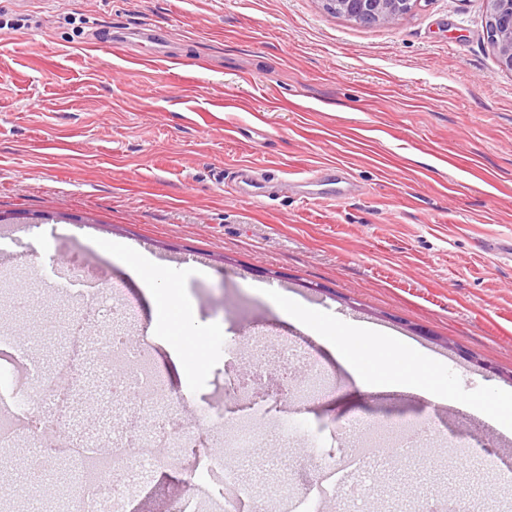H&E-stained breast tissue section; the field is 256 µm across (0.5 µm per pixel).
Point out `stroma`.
<instances>
[{"instance_id": "1", "label": "stroma", "mask_w": 512, "mask_h": 512, "mask_svg": "<svg viewBox=\"0 0 512 512\" xmlns=\"http://www.w3.org/2000/svg\"><path fill=\"white\" fill-rule=\"evenodd\" d=\"M24 19L0 29V274L32 307L68 316L74 291L105 281L128 307L111 333L143 346L167 378L170 427L220 404L225 428L259 437L235 465L265 486L245 512H303L320 486L356 479L393 442L400 415L438 448L388 462L370 512H512V438L417 395L368 391L313 334L283 318L279 292L423 349L402 366L378 352L365 374L402 371L457 399L512 392V74L488 38L484 0H419L393 25L363 26L320 0H0ZM161 29L177 51L104 43L115 28ZM265 173L266 194L235 184ZM324 169L317 186L302 179ZM188 257L184 292L224 333L190 359L182 385L148 330L143 288L108 254ZM80 307V306H79ZM0 333L48 362L57 340L31 316ZM370 420L373 431L346 428ZM136 480L125 512H224L192 482L219 445ZM333 450L341 468L313 456ZM24 444L0 446L7 512H59L74 471L32 489Z\"/></svg>"}]
</instances>
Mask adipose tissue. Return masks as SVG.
<instances>
[{"instance_id": "adipose-tissue-1", "label": "adipose tissue", "mask_w": 512, "mask_h": 512, "mask_svg": "<svg viewBox=\"0 0 512 512\" xmlns=\"http://www.w3.org/2000/svg\"><path fill=\"white\" fill-rule=\"evenodd\" d=\"M133 268L145 277L158 307L167 306L177 309L180 313L185 343L180 347H171L170 357L180 375H187L186 348L198 346L212 337L223 335V327L196 320L192 304L179 288L185 278L182 270L159 266L148 254L139 256ZM288 314L305 328L321 336L332 349L340 352L349 371L352 372L357 369L360 355L375 348L387 347L395 350L402 361L419 353L418 348L392 336L377 335L367 326L357 323L335 324L334 321L324 319L321 313L306 309L293 299L288 302Z\"/></svg>"}]
</instances>
